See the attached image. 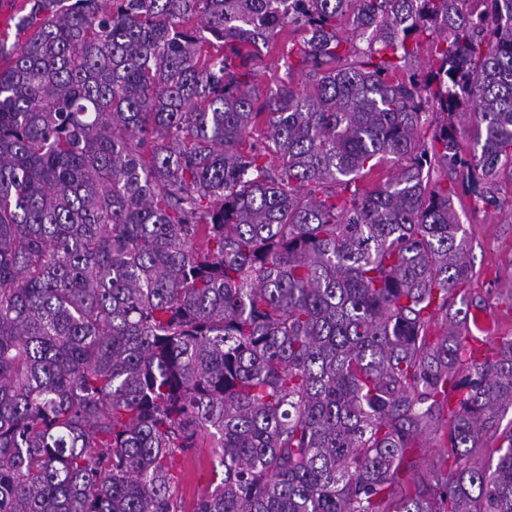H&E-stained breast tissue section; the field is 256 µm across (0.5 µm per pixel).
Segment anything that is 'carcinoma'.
<instances>
[{"instance_id": "cac0c4a2", "label": "carcinoma", "mask_w": 512, "mask_h": 512, "mask_svg": "<svg viewBox=\"0 0 512 512\" xmlns=\"http://www.w3.org/2000/svg\"><path fill=\"white\" fill-rule=\"evenodd\" d=\"M26 4L0 66V512H182L172 459L205 439L224 470L194 512H512V428L482 445L512 336L462 330L454 204L512 179V0ZM285 28L305 83L260 103ZM427 431L441 468L405 490ZM293 39V35L284 30L278 34L271 42L269 49H262L263 53L256 60L254 87L257 96L263 100L269 93V88L274 87L277 80L288 79V70L285 62L288 61V41Z\"/></svg>"}]
</instances>
